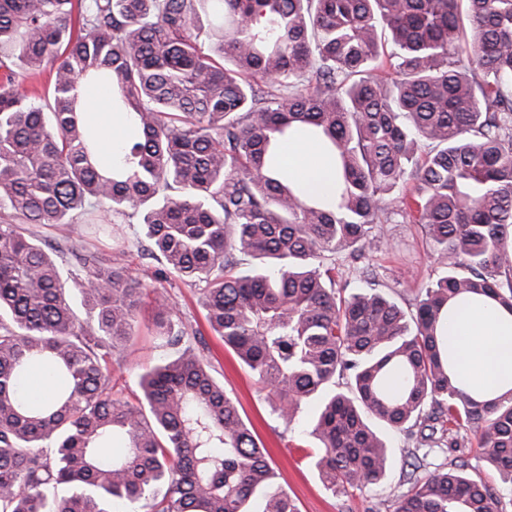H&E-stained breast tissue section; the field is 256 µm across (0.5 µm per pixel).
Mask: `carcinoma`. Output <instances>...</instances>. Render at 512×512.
I'll use <instances>...</instances> for the list:
<instances>
[{
	"instance_id": "carcinoma-1",
	"label": "carcinoma",
	"mask_w": 512,
	"mask_h": 512,
	"mask_svg": "<svg viewBox=\"0 0 512 512\" xmlns=\"http://www.w3.org/2000/svg\"><path fill=\"white\" fill-rule=\"evenodd\" d=\"M100 85L126 121L109 167L83 109ZM298 133L335 157L336 205L283 175ZM97 215L138 221L166 272L205 284L209 328L277 417L319 399L326 489L386 480L373 420L417 448L469 432L512 486V389L459 381L445 336L459 302L512 312V0H0V512H252L275 479L265 446L164 295L174 353L137 403L112 396L146 285L45 236ZM396 216L443 269L409 312L336 287V255L362 257ZM411 467L394 512H498L466 463ZM262 512L297 509L278 491Z\"/></svg>"
}]
</instances>
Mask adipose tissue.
<instances>
[{
	"label": "adipose tissue",
	"mask_w": 512,
	"mask_h": 512,
	"mask_svg": "<svg viewBox=\"0 0 512 512\" xmlns=\"http://www.w3.org/2000/svg\"><path fill=\"white\" fill-rule=\"evenodd\" d=\"M282 169L302 195L335 204L336 170L331 157L298 138L284 151ZM448 347L459 354L455 371L465 382L499 395L512 388V312L493 302L465 303L452 311Z\"/></svg>",
	"instance_id": "adipose-tissue-1"
}]
</instances>
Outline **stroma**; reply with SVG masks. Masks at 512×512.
Segmentation results:
<instances>
[{
	"label": "stroma",
	"instance_id": "obj_1",
	"mask_svg": "<svg viewBox=\"0 0 512 512\" xmlns=\"http://www.w3.org/2000/svg\"><path fill=\"white\" fill-rule=\"evenodd\" d=\"M124 232V238L118 240L106 236L97 238L91 228L85 226L71 233L69 244L77 251L86 246L96 248L104 258L125 265L137 278L155 285L168 297L189 335V343L208 359L215 379L237 398L242 416L251 421L279 474V486L294 500L298 512H393L394 501L402 489V471L407 452L413 447L412 440L400 433H389L395 462L382 485L369 486L347 496L327 491L311 464L317 442L308 431L317 409L316 402H303L288 424L272 414L265 392L209 329L198 286L173 278L155 280L157 261L145 258L139 249L144 239L141 225H125ZM381 238L378 247L366 252L362 263L377 270L381 290L400 305H408L419 288L436 280L442 271L434 263L415 225L396 219L383 225ZM164 353L149 314H142L131 342L123 352L114 355L109 364L113 393L137 402L141 395L140 373L146 366L157 363ZM463 458L473 478L497 490L499 512H512V486L503 483L497 472L485 466L476 439L466 442Z\"/></svg>",
	"mask_w": 512,
	"mask_h": 512
}]
</instances>
